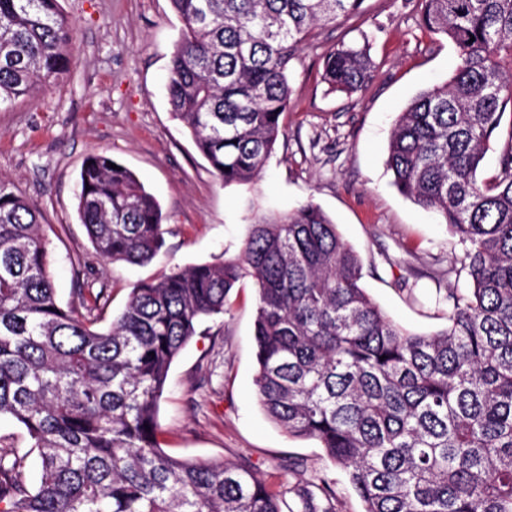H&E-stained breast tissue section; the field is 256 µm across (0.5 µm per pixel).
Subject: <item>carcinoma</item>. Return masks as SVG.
I'll use <instances>...</instances> for the list:
<instances>
[{
  "label": "carcinoma",
  "instance_id": "cac0c4a2",
  "mask_svg": "<svg viewBox=\"0 0 512 512\" xmlns=\"http://www.w3.org/2000/svg\"><path fill=\"white\" fill-rule=\"evenodd\" d=\"M182 23L168 68L173 116L226 184L253 180L283 134L288 64L310 30L363 0H170ZM421 25L456 47L449 80L399 113L393 185L439 211L464 246L470 288L448 292L446 329L415 333L361 286L362 264L313 201L250 225L242 256L175 267L134 286L97 327L106 289L55 296L41 212L0 178V417L38 450L0 444V512H282L249 469L161 448L170 368L229 293L256 292L255 395L292 437L312 438L363 512H512V134L497 174L477 171L512 103V0H421ZM75 28L59 0H0V104L69 71ZM332 91L374 77L367 45L322 55ZM116 168H111L110 164ZM77 211L107 262L144 264L165 246L157 200L107 153L88 157ZM298 490L304 512H335Z\"/></svg>",
  "mask_w": 512,
  "mask_h": 512
}]
</instances>
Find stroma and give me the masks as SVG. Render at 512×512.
Returning a JSON list of instances; mask_svg holds the SVG:
<instances>
[{"label":"stroma","instance_id":"1","mask_svg":"<svg viewBox=\"0 0 512 512\" xmlns=\"http://www.w3.org/2000/svg\"><path fill=\"white\" fill-rule=\"evenodd\" d=\"M76 28L69 74L31 98L0 108V177L42 212L57 299L77 305L86 285L109 301L101 323L124 308L131 289L176 265L221 264L240 255L255 217L313 200L355 249L363 285L404 328L448 325L447 295L467 288L450 272L462 247L443 217L401 195L387 167L400 112L421 91L448 79L458 56L446 37L424 30L419 0H364L361 16L316 26L289 64L292 88L284 132L261 173L227 185L172 116L168 63L181 22L170 0H60ZM368 41L376 69L361 94L329 91L320 51ZM108 152L158 201L166 245L148 264L103 262L76 213L84 160ZM255 292L244 279L223 319L205 321L173 363L160 402L162 448L184 459L250 467L283 492L336 483V512H362L342 471L318 443L289 437L261 411L256 373Z\"/></svg>","mask_w":512,"mask_h":512}]
</instances>
